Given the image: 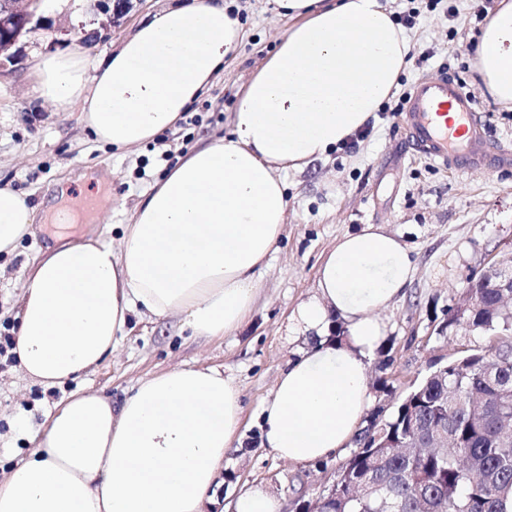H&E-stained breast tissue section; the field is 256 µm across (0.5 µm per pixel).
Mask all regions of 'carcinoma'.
Instances as JSON below:
<instances>
[{"label":"carcinoma","mask_w":512,"mask_h":512,"mask_svg":"<svg viewBox=\"0 0 512 512\" xmlns=\"http://www.w3.org/2000/svg\"><path fill=\"white\" fill-rule=\"evenodd\" d=\"M483 273L466 289L476 305L448 308L445 328L488 345L448 360L408 387L377 422L398 448H372L366 428L336 474V501L323 512H509L512 503V311Z\"/></svg>","instance_id":"cac0c4a2"}]
</instances>
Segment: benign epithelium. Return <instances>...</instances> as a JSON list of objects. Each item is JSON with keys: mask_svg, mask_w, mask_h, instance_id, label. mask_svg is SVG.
I'll use <instances>...</instances> for the list:
<instances>
[{"mask_svg": "<svg viewBox=\"0 0 512 512\" xmlns=\"http://www.w3.org/2000/svg\"><path fill=\"white\" fill-rule=\"evenodd\" d=\"M51 0H0V71L17 64L25 45L49 30L45 15ZM133 7L132 0H93L98 27L88 32L92 41L107 38L112 26ZM336 498V484L317 490L308 501L307 512H321L322 505Z\"/></svg>", "mask_w": 512, "mask_h": 512, "instance_id": "benign-epithelium-1", "label": "benign epithelium"}]
</instances>
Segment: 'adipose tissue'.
<instances>
[{"label":"adipose tissue","instance_id":"ef3b65f1","mask_svg":"<svg viewBox=\"0 0 512 512\" xmlns=\"http://www.w3.org/2000/svg\"><path fill=\"white\" fill-rule=\"evenodd\" d=\"M273 2L293 24L250 79L228 135L153 185L118 245L89 238L39 252L17 301L14 352L28 379L50 389L93 370L136 314L182 316L196 336L236 330L287 221L283 172L328 156L397 89L411 42L384 0ZM243 37L224 0H191L154 14L105 58L39 57L34 92L59 112L83 102L81 122L97 141L140 145L177 124ZM474 67L494 101L512 103V0L489 14ZM35 220L25 194L0 187V254ZM413 270L409 248L372 224L326 255L316 294L293 316L294 330L318 343L289 360L263 409L278 458L305 464L350 444L371 403L380 313L404 296ZM241 412L236 386L211 368L152 375L117 404L73 393L48 414L37 447L0 476V512H203Z\"/></svg>","mask_w":512,"mask_h":512}]
</instances>
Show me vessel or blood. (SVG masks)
<instances>
[{"label": "vessel or blood", "instance_id": "1", "mask_svg": "<svg viewBox=\"0 0 512 512\" xmlns=\"http://www.w3.org/2000/svg\"><path fill=\"white\" fill-rule=\"evenodd\" d=\"M399 122L414 150L445 169L461 172L512 162V152L491 141L475 97L448 75L419 79Z\"/></svg>", "mask_w": 512, "mask_h": 512}]
</instances>
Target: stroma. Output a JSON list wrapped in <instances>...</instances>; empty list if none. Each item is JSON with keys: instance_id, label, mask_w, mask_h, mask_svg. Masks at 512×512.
Segmentation results:
<instances>
[{"instance_id": "35a3bbf8", "label": "stroma", "mask_w": 512, "mask_h": 512, "mask_svg": "<svg viewBox=\"0 0 512 512\" xmlns=\"http://www.w3.org/2000/svg\"><path fill=\"white\" fill-rule=\"evenodd\" d=\"M176 0H135L108 40L90 45L91 56L117 48L137 26ZM495 0H440L422 9L408 36L414 50L432 49L423 64H410L399 93L411 92L422 77L447 72L478 95L479 109L493 139L512 149V106L479 92L473 60L484 18ZM245 29L239 53L185 112L176 129L130 149L98 142L79 121L76 102L58 112L33 90L35 54L77 48V40L26 46L11 71L0 74V186L28 194L40 218L17 250L0 255V336L13 335L25 265L40 247L88 234L104 240L120 235L142 194L176 165L182 153L204 139L227 133L249 80L275 51L290 22L277 16L271 0H233ZM371 135L357 151L336 149L328 158L283 175L288 221L268 262L256 275V298L248 320L234 333L214 338L179 331L176 315L134 325L116 350L94 371L47 389L22 378L12 350L0 353V466L19 460L36 441L35 432L55 403L76 390L97 392L119 402L141 379L193 366L216 368L237 386L242 405L240 444L224 455V471L205 512H233L238 493L256 484L277 496L282 512H295L331 484L348 457L340 452L308 465H291L266 448L261 411L291 358L317 342L315 334H294L291 318L316 293L317 269L344 234L375 224L399 235L412 251L415 271L405 295L383 312L387 336L368 368L370 413L388 417L408 385L436 360H448L482 344L465 329L443 331L448 309L490 260L512 259V167L446 172L414 155L396 119L374 116ZM107 177L112 203L98 224L66 227L45 222L46 205L64 197L91 199L79 172ZM386 379L380 390L377 379Z\"/></svg>"}]
</instances>
